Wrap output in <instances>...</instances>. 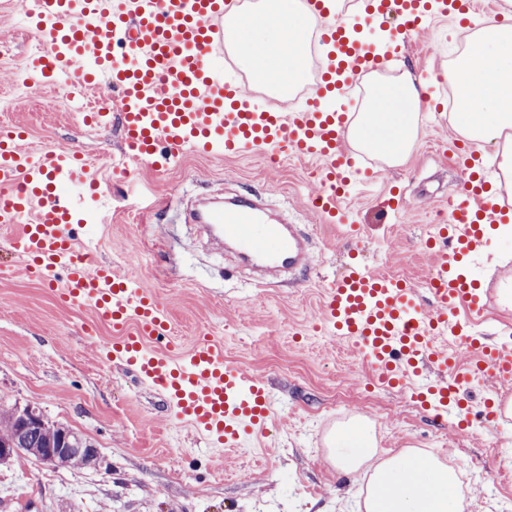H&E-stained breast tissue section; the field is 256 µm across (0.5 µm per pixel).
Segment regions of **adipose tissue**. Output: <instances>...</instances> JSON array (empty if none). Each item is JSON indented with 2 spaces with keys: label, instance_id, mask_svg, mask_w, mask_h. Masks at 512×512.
Returning <instances> with one entry per match:
<instances>
[{
  "label": "adipose tissue",
  "instance_id": "adipose-tissue-1",
  "mask_svg": "<svg viewBox=\"0 0 512 512\" xmlns=\"http://www.w3.org/2000/svg\"><path fill=\"white\" fill-rule=\"evenodd\" d=\"M272 16L250 17L233 25L236 55L245 67L260 66L262 75L280 79L287 94L302 68L297 49L316 18L303 13L300 0H269ZM457 91L453 121L466 140L501 150L500 169L512 181V24L487 23L476 29L465 55L444 73ZM423 85L411 71L391 83L373 84L366 112L360 113L342 137L355 148L384 154L393 165L406 161L420 134ZM329 459L350 474L370 470L365 512H457V474L431 452L406 448L381 459L371 429L336 435Z\"/></svg>",
  "mask_w": 512,
  "mask_h": 512
}]
</instances>
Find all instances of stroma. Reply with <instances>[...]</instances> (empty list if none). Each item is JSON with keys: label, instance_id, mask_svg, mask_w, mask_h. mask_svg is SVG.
<instances>
[{"label": "stroma", "instance_id": "1", "mask_svg": "<svg viewBox=\"0 0 512 512\" xmlns=\"http://www.w3.org/2000/svg\"><path fill=\"white\" fill-rule=\"evenodd\" d=\"M466 30L435 20L389 58L385 78L410 69L424 87L422 131L404 164L371 162L376 176L345 196L344 224H327L308 210L320 184L317 163L263 155L203 157L185 151L164 173L121 163L119 122L105 127L82 118V96L60 92V109L40 112L26 92L23 69L39 43L23 19V0H0V110L22 126L31 152L47 143L93 160L99 197H83L99 212L76 239L99 261L152 288L163 302L181 351L201 337L226 361L264 374L273 401L272 429L225 453L178 419L136 375L98 359L111 329L92 325L88 307L60 305L28 279L9 246L17 227L0 226V406L36 407L49 421L86 436L96 468L54 467L22 455L0 468V512H358L364 475L341 476L329 461V432L361 417L375 429L378 451L428 450L460 467L461 512H512V416L494 429L459 427L457 414L435 420L406 391L375 387L355 347L314 327L329 281L358 251L367 269L411 281L428 278L425 240L448 221V201L466 176L456 149L480 150L497 167L492 146L476 147L457 133L443 78ZM404 199L399 215L378 206L390 190ZM268 196L275 209L315 241L313 263L276 288H257L227 257L195 241L184 221L190 200L217 192ZM503 264L487 272L471 256L472 279L496 291L512 277V234L488 239Z\"/></svg>", "mask_w": 512, "mask_h": 512}]
</instances>
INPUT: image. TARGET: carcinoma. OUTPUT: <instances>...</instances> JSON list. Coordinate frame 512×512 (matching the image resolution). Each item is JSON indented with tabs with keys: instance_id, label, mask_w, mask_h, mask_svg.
Returning a JSON list of instances; mask_svg holds the SVG:
<instances>
[{
	"instance_id": "cac0c4a2",
	"label": "carcinoma",
	"mask_w": 512,
	"mask_h": 512,
	"mask_svg": "<svg viewBox=\"0 0 512 512\" xmlns=\"http://www.w3.org/2000/svg\"><path fill=\"white\" fill-rule=\"evenodd\" d=\"M74 448H81L78 455L51 457L49 449L58 448L62 439ZM24 453L37 461L54 466L94 467L98 452L94 444L72 428L43 418L36 408H12L0 410V465L9 463L18 453Z\"/></svg>"
}]
</instances>
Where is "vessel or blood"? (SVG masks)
Here are the masks:
<instances>
[{
	"label": "vessel or blood",
	"instance_id": "1",
	"mask_svg": "<svg viewBox=\"0 0 512 512\" xmlns=\"http://www.w3.org/2000/svg\"><path fill=\"white\" fill-rule=\"evenodd\" d=\"M489 18V0H369L358 32L390 15L408 36L428 22L456 14ZM226 0H24V18L47 45L26 66L34 80L55 88V79L80 68L79 95L118 90L116 107L97 103L84 114L89 123L119 118L122 155L133 163L189 148L206 156L252 153L294 155L320 161V191L309 208L321 220L338 219V198L352 181L372 171L342 145L337 130L348 115L326 111L327 94L386 64L388 57L345 27L324 26L321 45H332L329 63L300 112L259 109L239 84L225 83L210 62L224 48ZM19 129L0 133V223L21 230L10 242L24 261V273L54 292L62 304L90 306L95 322L107 324L113 342L105 363L133 367L138 378L172 404L176 414L224 450L242 447L265 431L272 400L264 376L247 374L225 361L210 338L187 356H175L168 314L157 294L120 276L111 264L91 263L75 246L81 217L64 185L98 188L84 156L48 144L38 153L24 147ZM212 242L235 250L242 263L267 277L308 269V237L295 224L270 222L257 198L238 194L197 215ZM512 222L485 182L469 184L450 203L439 226L441 246L431 249L434 274L424 287L375 274L350 262L325 291L324 330L349 339L370 362L377 381L404 387L416 381V395L432 400L436 418L466 412L469 390L487 380L512 384V347L486 343L473 322L486 302L463 267L487 242L485 225ZM452 341L456 352L438 347ZM473 351L476 361L459 360Z\"/></svg>",
	"mask_w": 512,
	"mask_h": 512
}]
</instances>
